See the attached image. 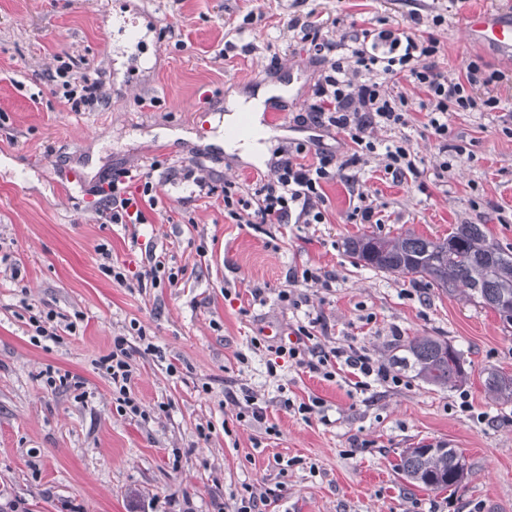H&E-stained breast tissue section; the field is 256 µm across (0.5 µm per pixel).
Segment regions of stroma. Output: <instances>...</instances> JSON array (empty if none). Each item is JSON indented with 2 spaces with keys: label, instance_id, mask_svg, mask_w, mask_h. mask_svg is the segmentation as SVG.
I'll return each mask as SVG.
<instances>
[{
  "label": "stroma",
  "instance_id": "35a3bbf8",
  "mask_svg": "<svg viewBox=\"0 0 512 512\" xmlns=\"http://www.w3.org/2000/svg\"><path fill=\"white\" fill-rule=\"evenodd\" d=\"M486 11L511 20L512 0H0V512H219L247 488L268 497L267 512H512V403L483 386L487 370L512 375V331L491 310L354 265L345 251L364 232L435 237L457 224L484 225L512 251V118L451 114L448 142L468 155L439 179L424 94L403 84L413 103L406 133L425 173L395 182L380 156L358 165L374 225L350 220L340 180L325 187V223H237L224 210L225 182L252 183L269 165L213 142L231 94L278 84L285 90L271 101L290 124L272 148L313 141L297 116L323 66L289 26L311 13L338 38L444 15L432 30L444 75L463 77L466 60L482 59L507 75L494 93L512 101V56L470 37L469 18ZM64 63L76 77L99 73L105 106H65L50 80ZM125 170L151 175L145 223L98 213L94 188ZM199 178L213 195H200ZM158 259L178 282L138 287ZM112 263L126 284L103 273ZM306 268L336 279L294 284ZM292 287L301 308L279 298ZM49 311L60 340L34 345L30 318ZM313 317L316 342L363 347L385 365L411 337L448 339L467 378L439 389L408 372L402 385L363 393L344 375L328 381L287 362L269 373L266 348L280 342L272 327L291 334ZM134 320L163 353L132 360L139 416L119 411L97 366ZM49 369L81 383L47 388ZM245 388L266 424L238 420L233 398ZM463 391L468 413L457 406ZM288 397L323 405L305 417L282 407ZM420 442L463 452L457 490L397 473L400 452Z\"/></svg>",
  "mask_w": 512,
  "mask_h": 512
}]
</instances>
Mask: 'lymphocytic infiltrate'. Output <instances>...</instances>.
Returning <instances> with one entry per match:
<instances>
[{
  "label": "lymphocytic infiltrate",
  "mask_w": 512,
  "mask_h": 512,
  "mask_svg": "<svg viewBox=\"0 0 512 512\" xmlns=\"http://www.w3.org/2000/svg\"><path fill=\"white\" fill-rule=\"evenodd\" d=\"M422 23V18L415 16L404 27L353 30L340 42L324 35L322 23H300L299 31L309 41L314 57L326 64L312 98L303 107L304 119L327 132L344 135L349 148L342 156L318 149L313 152L312 162L304 163L300 157L308 151L305 144L282 145L268 173L257 175L250 200L240 199L234 183L225 184L224 207L232 219H239V210L244 207L250 209L253 221L259 224L325 223L324 187L341 178L352 187V219L371 223L375 210L368 194L357 190L354 168L379 152L385 173L394 180L420 174L409 139L403 134L409 99L400 91V83L423 90L425 98L419 106L426 110L427 126L443 153L448 150L449 113L505 111V104L490 93L491 86L500 82V74L472 60L464 78L444 76L436 65L438 43L433 36L422 34ZM57 76L70 111L102 103V85L97 78L89 74L77 78L65 69ZM380 130L389 132L390 140L379 141L376 133ZM132 180L129 172H118L107 187L97 188V195L108 200L110 223H143L144 216L131 190ZM313 337L308 326H300L296 341L276 347L274 353L277 358L327 379L346 373L362 392L376 382H400V375L376 363L364 349L351 346L328 350L314 343ZM139 349L126 337L118 336L109 354L99 361L120 409L135 416L140 415L141 407L131 388V360Z\"/></svg>",
  "instance_id": "obj_1"
}]
</instances>
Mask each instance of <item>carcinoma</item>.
Segmentation results:
<instances>
[{"mask_svg":"<svg viewBox=\"0 0 512 512\" xmlns=\"http://www.w3.org/2000/svg\"><path fill=\"white\" fill-rule=\"evenodd\" d=\"M355 265L400 277L422 279L452 295L488 308L499 317L502 330H512V253L491 239L481 224H458L443 238L415 234L392 238L363 234L346 242ZM415 377L438 388L466 378L459 352L439 336H415L405 345V355L395 359ZM487 393L512 402V375L489 370L483 380ZM462 455L445 443H420L400 454L395 468L410 485L435 490L458 488L456 469Z\"/></svg>","mask_w":512,"mask_h":512,"instance_id":"obj_1","label":"carcinoma"}]
</instances>
